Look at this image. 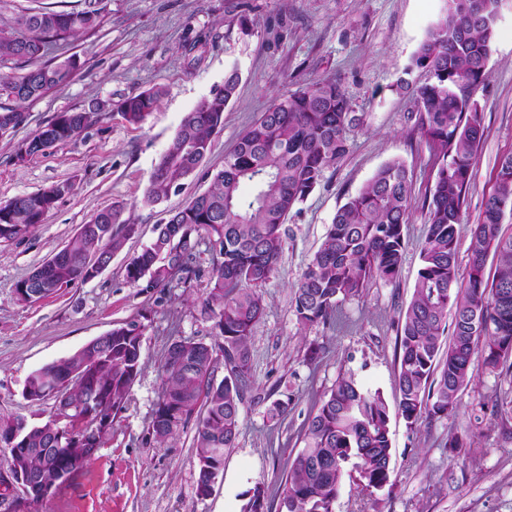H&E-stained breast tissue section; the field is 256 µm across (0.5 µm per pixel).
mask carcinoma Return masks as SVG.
<instances>
[{"label": "carcinoma", "mask_w": 512, "mask_h": 512, "mask_svg": "<svg viewBox=\"0 0 512 512\" xmlns=\"http://www.w3.org/2000/svg\"><path fill=\"white\" fill-rule=\"evenodd\" d=\"M498 0H446V13L430 31L406 70L422 80L406 79L399 87L410 94V119L435 145L436 173L422 205L425 236L421 265L412 297L397 330V414L414 427L423 417L446 418L458 410L461 394L475 379L474 357L499 376H512V233L503 231L512 215V152L503 155L495 189L479 222L470 229L469 268L459 273L457 241L464 223L472 170L483 138L482 118L472 94L489 78L488 61L496 36ZM98 0H84L78 11L51 6L19 10L0 30V62L21 61L30 69L0 73V94L16 106L4 108L26 120L24 105L66 85L79 67L76 57L45 60L54 48L101 25ZM239 82L236 69L202 105L186 113L171 149L149 178L146 199L154 202L180 186L201 166L213 133L224 126V110ZM159 89L128 97L120 104L124 119L141 124L161 100ZM80 112H64L18 144L20 159L76 140L83 131ZM362 117L352 108L342 85L329 78L275 98L262 117L244 131L224 166L207 171L210 188L173 212L168 223L174 237L163 233L126 266L133 287L148 279L150 288H168L180 273L199 276L193 268L196 247L205 241L211 269L201 314L212 322L217 341L207 345L173 340L162 364V393L151 428L161 441L196 417L197 460L224 469V455L236 447L240 410L250 387L249 337L263 318L262 288L275 275L289 236L288 214L320 186L326 169L349 152V136ZM253 189L247 205L240 189ZM410 173L395 159L382 165L363 187L336 211L319 249L293 287L292 305L304 327L326 324L342 302L359 295L377 280L398 278L405 251L404 225L410 216ZM72 189L58 183L0 204V241H11L44 222L57 201ZM135 232L118 224V211L103 209L68 240L69 255L37 267L50 284L84 281V257L121 251ZM497 259L487 274L489 257ZM132 320L109 330L104 339L59 362L33 371L25 386L36 400L53 396L82 417L78 431L58 434L52 418L30 425L21 418L0 417V438L19 431L20 448H98L104 421L122 408L140 373L141 341ZM452 329L448 345L442 336ZM224 360V379L214 372ZM390 411L383 394L359 387L341 375L317 403L304 433L305 446L289 462L279 488V512H333L345 478L369 493L391 482L393 448ZM0 472L18 468L45 483L68 481L89 459L71 453L49 459L19 456L0 446ZM243 512H263L265 487L245 493Z\"/></svg>", "instance_id": "1"}]
</instances>
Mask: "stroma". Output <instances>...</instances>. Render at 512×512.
<instances>
[{
    "mask_svg": "<svg viewBox=\"0 0 512 512\" xmlns=\"http://www.w3.org/2000/svg\"><path fill=\"white\" fill-rule=\"evenodd\" d=\"M102 24L60 49L81 68L70 82L25 106V122L0 137V203L50 185L71 183L44 224L0 242V415L40 424L56 413L54 398L24 397L28 376L65 359L112 327L131 320L146 330L141 371L103 442L90 460L43 504V512H241L256 484L276 491L288 462L303 448L315 403L342 374L395 402L397 322L411 299L425 236L421 205L435 175V149L414 134L413 103L396 83L442 15L445 0H101ZM237 69L236 98L224 126L212 137L201 170L178 192L154 204L144 197L149 176L168 149L183 117ZM489 78L473 95L485 135L478 148L465 206L468 225L458 239L460 270L468 268L470 222L492 193L502 155L512 152V0H499ZM334 78L347 92L363 125L348 154L326 170L320 187L288 216L290 235L276 276L263 290L266 311L249 339L257 397L241 409L236 448L211 495L197 492L195 420L168 439L150 426L162 389L161 365L172 339L213 343L200 314L210 256L199 245L201 277L171 288L131 287L128 260L148 246L157 224L206 192L208 169L278 96L312 81ZM159 88L163 95L144 123H128L119 105ZM93 112L78 140L17 160L19 142L63 112ZM406 162L411 174V218L405 229L402 270L396 281H376L343 302L327 324L302 327L291 306V287L318 250L337 209L384 163ZM112 207L137 233L102 273L36 302L21 301L17 283L57 253L94 213ZM320 348L309 362V348ZM512 381L479 371L460 397L456 415L390 423L392 484L368 493L345 480L334 512H512V420L492 414L497 391ZM276 399L287 414L270 418ZM467 435V457L448 449L449 432Z\"/></svg>",
    "mask_w": 512,
    "mask_h": 512,
    "instance_id": "stroma-1",
    "label": "stroma"
}]
</instances>
